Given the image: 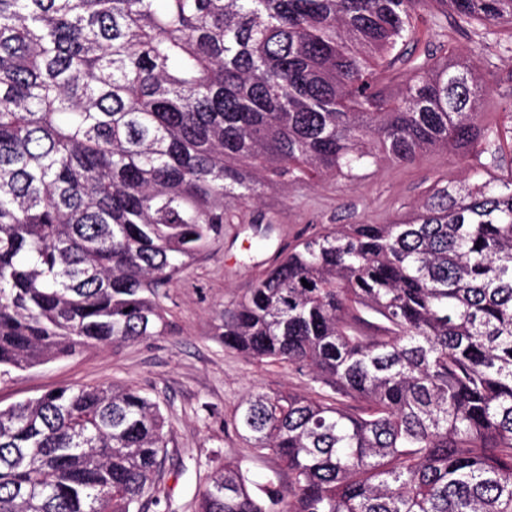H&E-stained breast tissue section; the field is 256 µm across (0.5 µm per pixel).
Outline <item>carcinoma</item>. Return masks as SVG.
<instances>
[{
	"instance_id": "1",
	"label": "carcinoma",
	"mask_w": 512,
	"mask_h": 512,
	"mask_svg": "<svg viewBox=\"0 0 512 512\" xmlns=\"http://www.w3.org/2000/svg\"><path fill=\"white\" fill-rule=\"evenodd\" d=\"M512 24V0H437ZM421 0H0V376L166 331L159 290L306 167L481 146L479 183L412 218L302 239L224 310V347L313 396L257 392L233 422L279 459L237 462L191 512H512V171L470 65L371 69L415 45ZM310 287H305L302 281ZM167 417L131 387L0 409V512L160 504Z\"/></svg>"
}]
</instances>
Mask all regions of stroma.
Masks as SVG:
<instances>
[{"label": "stroma", "mask_w": 512, "mask_h": 512, "mask_svg": "<svg viewBox=\"0 0 512 512\" xmlns=\"http://www.w3.org/2000/svg\"><path fill=\"white\" fill-rule=\"evenodd\" d=\"M419 42L412 63H474L490 94L479 119L499 125L502 172L512 171V24L460 27L437 4L418 8ZM475 155L444 148L423 152L413 163L381 159L352 179L304 175L295 181L268 176L253 204L234 206L231 222L179 277L164 300L171 330L118 348L95 346L0 378V408L64 385L132 386L150 393L169 417L161 483L169 506L147 512H181L199 490L201 474L227 460L242 461L256 482L277 468L238 438L231 420L238 402L252 392L313 394L315 385L279 363L256 364L227 349L215 330L225 306L244 295L269 262L306 236L331 224H382L413 217L436 188L471 183ZM268 226L256 243L255 224Z\"/></svg>", "instance_id": "35a3bbf8"}]
</instances>
